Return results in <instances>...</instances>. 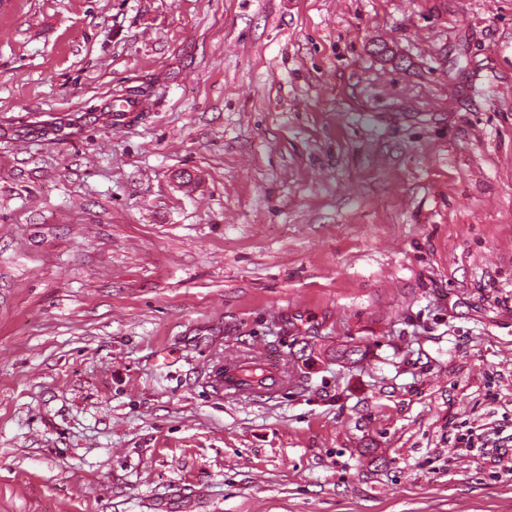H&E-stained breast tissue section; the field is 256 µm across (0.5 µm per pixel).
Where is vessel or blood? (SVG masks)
<instances>
[{
	"label": "vessel or blood",
	"mask_w": 512,
	"mask_h": 512,
	"mask_svg": "<svg viewBox=\"0 0 512 512\" xmlns=\"http://www.w3.org/2000/svg\"><path fill=\"white\" fill-rule=\"evenodd\" d=\"M107 108L114 117L126 119L129 114L144 112L149 108V101L143 97H115L107 101ZM208 381L218 394L246 395L255 391L259 396H272L280 388L281 376L278 362L264 358L257 362L235 360L224 365L223 373L208 371Z\"/></svg>",
	"instance_id": "vessel-or-blood-1"
}]
</instances>
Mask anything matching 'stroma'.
<instances>
[{"instance_id": "stroma-1", "label": "stroma", "mask_w": 512, "mask_h": 512, "mask_svg": "<svg viewBox=\"0 0 512 512\" xmlns=\"http://www.w3.org/2000/svg\"><path fill=\"white\" fill-rule=\"evenodd\" d=\"M502 456L512 0H0V512H512ZM105 106L113 112L114 117L120 120L126 119L131 113L145 112L149 109V101L143 97L127 96L113 97ZM208 382L216 394H233L237 396L274 395L280 388V365L277 361L263 358L258 362L235 360L224 364V371L216 377L215 369L207 372ZM265 379V385L248 390L247 385H254Z\"/></svg>"}]
</instances>
